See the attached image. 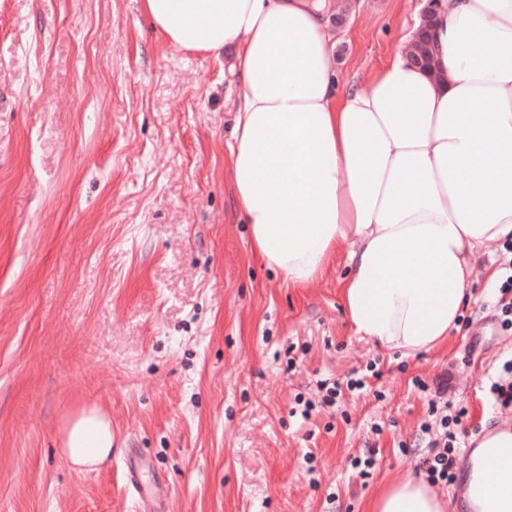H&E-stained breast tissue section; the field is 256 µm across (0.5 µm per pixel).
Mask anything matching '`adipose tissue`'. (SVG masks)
I'll return each mask as SVG.
<instances>
[{"mask_svg":"<svg viewBox=\"0 0 512 512\" xmlns=\"http://www.w3.org/2000/svg\"><path fill=\"white\" fill-rule=\"evenodd\" d=\"M334 0H143L180 50L232 51L237 96L229 187L254 252L292 288L345 252L349 328L406 355L460 330L480 249L512 239V0H441L432 71L397 53L341 85ZM61 453L77 472L112 455L99 408L72 414ZM406 474L367 512H447Z\"/></svg>","mask_w":512,"mask_h":512,"instance_id":"obj_1","label":"adipose tissue"}]
</instances>
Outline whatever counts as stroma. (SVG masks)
Listing matches in <instances>:
<instances>
[{
    "instance_id": "obj_1",
    "label": "stroma",
    "mask_w": 512,
    "mask_h": 512,
    "mask_svg": "<svg viewBox=\"0 0 512 512\" xmlns=\"http://www.w3.org/2000/svg\"><path fill=\"white\" fill-rule=\"evenodd\" d=\"M335 2L336 59L359 82L426 4ZM236 87L227 58L169 46L142 0H0V512H366L420 472L439 408H466L467 447L512 428L487 400L512 381L487 280L503 242L482 248L447 348L353 336L344 261L291 288L252 252L227 189ZM371 364L368 391L322 405L320 380ZM92 405L112 459L79 474L60 429Z\"/></svg>"
}]
</instances>
